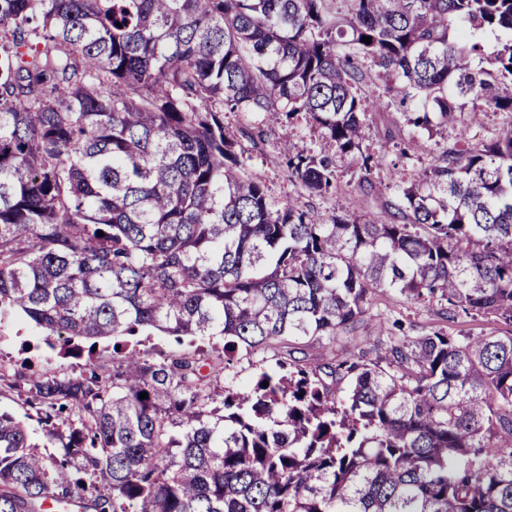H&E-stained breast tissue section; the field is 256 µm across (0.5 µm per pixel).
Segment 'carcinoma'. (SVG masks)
<instances>
[{"label": "carcinoma", "mask_w": 512, "mask_h": 512, "mask_svg": "<svg viewBox=\"0 0 512 512\" xmlns=\"http://www.w3.org/2000/svg\"><path fill=\"white\" fill-rule=\"evenodd\" d=\"M334 2L0 0V322L88 366L15 376L62 453L0 412V512H512V334L397 336L224 385L241 354L335 344L385 289L512 323V122L468 137L512 114V0ZM486 31L510 38L489 54ZM384 97L427 131L463 98L482 111L380 216L273 205L224 130L226 109L300 116L361 187ZM286 166L336 186L329 155ZM155 331L177 348L140 349ZM511 121L510 114L507 112H487L481 126L471 127L470 134H476V141L489 140L497 128Z\"/></svg>", "instance_id": "1"}]
</instances>
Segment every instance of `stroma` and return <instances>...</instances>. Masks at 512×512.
<instances>
[{
	"label": "stroma",
	"instance_id": "obj_1",
	"mask_svg": "<svg viewBox=\"0 0 512 512\" xmlns=\"http://www.w3.org/2000/svg\"><path fill=\"white\" fill-rule=\"evenodd\" d=\"M224 128L235 141V150L243 158L246 172L264 185L268 198L275 205L293 203L303 210H315L325 215L347 212L354 215L383 213L395 199L397 185L412 182L432 163L440 148L453 147L459 139V125L451 124L432 132H414L403 115L388 108L371 113L365 144L371 151L382 152L383 158L371 176V183L358 187L351 179L350 158L339 160L337 186L330 193L319 196L309 193L288 176L285 161L298 148L313 153L329 152L319 131L306 121L296 123L294 130L270 127L260 112H225ZM419 142L417 151L402 156L409 137ZM438 300L417 302L398 292L386 290L372 296L363 319L340 332L334 354L342 359L362 352H373L377 342L374 327L386 331L400 329L402 335L417 337L433 330L450 335L471 334L503 336L512 333V325L492 314L474 317L459 316L448 320L442 316ZM50 376L78 375L84 362L58 355L44 341L43 334L34 332L21 316H13L0 325V373L13 374L21 366ZM0 412L14 416L28 431L30 441L41 455L52 458L59 450L45 437L35 409L25 401L18 390L0 386Z\"/></svg>",
	"mask_w": 512,
	"mask_h": 512
}]
</instances>
